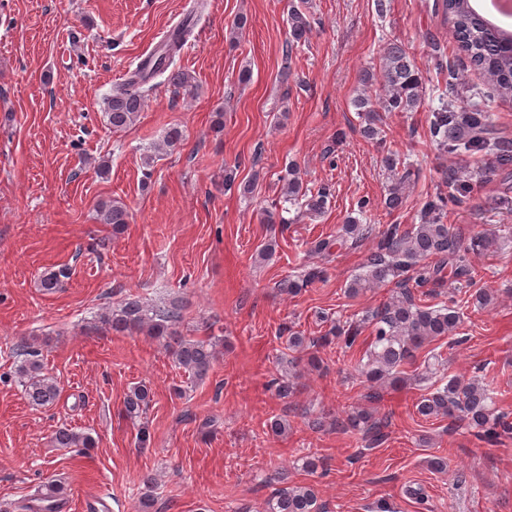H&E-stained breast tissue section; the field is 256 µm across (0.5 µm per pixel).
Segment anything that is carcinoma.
Segmentation results:
<instances>
[{
    "instance_id": "obj_1",
    "label": "carcinoma",
    "mask_w": 512,
    "mask_h": 512,
    "mask_svg": "<svg viewBox=\"0 0 512 512\" xmlns=\"http://www.w3.org/2000/svg\"><path fill=\"white\" fill-rule=\"evenodd\" d=\"M474 0H435L434 11L451 23L453 36L470 66L482 75L492 93L501 99H512V32L507 34L491 24L473 6ZM290 39L288 47L304 42L311 31V22L298 8L288 15ZM193 31L190 21H183L166 39L147 56L155 62L150 67H138L126 85L113 91L107 102V123L114 130L133 124L145 103L142 87L159 75L186 94H193L192 77L174 66V58ZM380 80L382 93L372 102L366 92L352 101L361 112L366 126L364 133L373 138L378 135L376 123L381 121L379 111L414 112L425 96L422 76L413 57L404 45L390 42L380 55V76L371 71L362 75L363 87ZM431 136L438 146L448 153H481L490 151L504 164L512 163V139L496 133L485 100L472 101L457 107L448 102V90L438 93V106L429 117ZM389 185L385 206L394 211L405 201L406 186L413 172L405 166L398 169L395 158H385ZM448 192L430 195L420 208V223L407 229L399 224H361L355 220L342 226L341 234L334 239H319L312 243L309 252L327 256L336 248L353 249L362 241L372 238L374 246L366 256L362 271L349 283L347 292L357 295L365 288L392 286L387 301L368 310L355 320L336 321L325 334L306 337L298 332L288 336V357L280 358L285 372L296 378L305 372L319 371L323 367L321 350L332 344L351 349L357 343L363 329H371V342L359 362L361 372L371 390L370 397L379 398L383 386L403 385V367L412 363L424 344L454 335L459 327L460 315L448 305L425 306L417 301L415 290L429 284H441L447 273L458 282L471 284L475 268L468 254L471 251L496 252V241L486 236L473 238L469 245L451 225L444 222L448 201L458 200L456 180L447 177ZM284 201L297 205L310 215L323 213L331 193L327 188L313 192L304 186L300 169L295 164L285 165L280 175ZM97 216L104 224L112 225V231L120 233L129 223V213L119 203H101ZM433 263H427V260ZM322 270L307 268L293 279L279 284V290L297 295L310 284L320 280ZM68 272L62 269L42 276L40 286L48 293L65 288ZM181 320L180 309L149 307L130 299L119 308L103 316V322L116 332H140L165 342L178 367L197 380L207 377L217 356L221 339L214 336L206 340L186 339L177 334L175 325ZM21 357L16 373L23 383L28 402L33 406H48L60 396V388L53 378L43 372L39 350L29 345L18 349ZM150 403V389L141 384L132 387L124 400V411L129 418H138ZM418 413L425 418H448L450 424L464 427L474 435L490 439L512 430L507 416L495 410L494 396L487 385L477 377L469 379L451 377L447 383L433 389L417 405ZM336 425L353 426L369 437L372 444L381 442L388 426V417L381 418L367 410H359L350 418L336 420ZM53 442L60 448H92L95 440L89 434L69 428H61L53 435ZM65 500L64 488L54 480L39 487L30 497L27 512H61ZM326 506L318 502L310 485H292L275 489L265 501L264 512H325Z\"/></svg>"
}]
</instances>
